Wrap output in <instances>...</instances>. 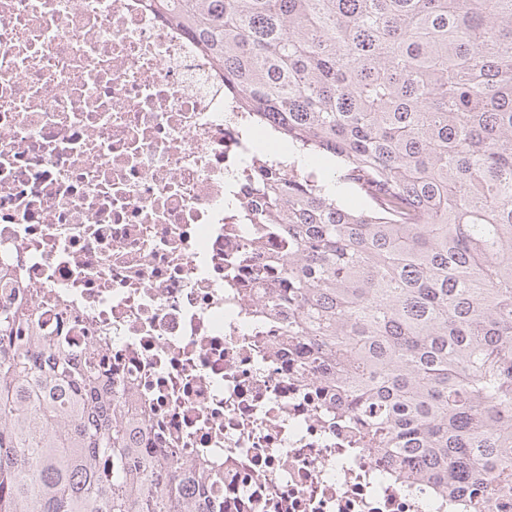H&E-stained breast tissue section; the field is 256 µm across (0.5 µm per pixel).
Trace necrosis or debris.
I'll return each instance as SVG.
<instances>
[{
  "instance_id": "obj_1",
  "label": "necrosis or debris",
  "mask_w": 512,
  "mask_h": 512,
  "mask_svg": "<svg viewBox=\"0 0 512 512\" xmlns=\"http://www.w3.org/2000/svg\"><path fill=\"white\" fill-rule=\"evenodd\" d=\"M265 126L145 0H0V267L130 385L149 447L222 462L227 512H437L360 447L268 310L246 184Z\"/></svg>"
}]
</instances>
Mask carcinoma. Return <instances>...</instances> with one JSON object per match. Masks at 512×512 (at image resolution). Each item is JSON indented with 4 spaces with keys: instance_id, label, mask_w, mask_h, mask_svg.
<instances>
[{
    "instance_id": "obj_1",
    "label": "carcinoma",
    "mask_w": 512,
    "mask_h": 512,
    "mask_svg": "<svg viewBox=\"0 0 512 512\" xmlns=\"http://www.w3.org/2000/svg\"><path fill=\"white\" fill-rule=\"evenodd\" d=\"M288 153L249 184L288 247L272 305L361 444L470 512L512 495V0H149ZM44 311L0 299V512H224L223 468L142 445L144 411Z\"/></svg>"
}]
</instances>
